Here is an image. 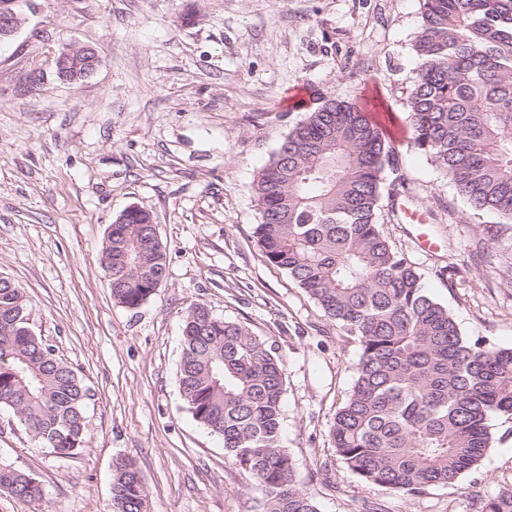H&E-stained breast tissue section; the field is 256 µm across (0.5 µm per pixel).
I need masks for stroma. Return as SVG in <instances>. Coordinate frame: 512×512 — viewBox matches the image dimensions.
<instances>
[{
  "instance_id": "1",
  "label": "stroma",
  "mask_w": 512,
  "mask_h": 512,
  "mask_svg": "<svg viewBox=\"0 0 512 512\" xmlns=\"http://www.w3.org/2000/svg\"><path fill=\"white\" fill-rule=\"evenodd\" d=\"M0 43V274L29 301L30 326L90 388L87 444L69 458L0 411V464L33 474L43 499L0 490V512H111L112 462L136 460L150 512H258L248 478L181 399L177 368L188 307L206 304L272 345L285 364L282 440L319 512H470L512 490V422L455 485L406 498L361 482L336 457L328 425L350 390L357 343L254 236L253 181L300 120L302 98L375 99L423 230L383 205L391 245L422 274L466 339L512 347V290L472 257L495 224L458 197L410 144L406 97L418 68L423 0H34ZM91 45L80 81L46 54ZM44 70L39 86L29 74ZM152 213L168 277L139 308L112 299L100 266L125 209ZM435 243L422 251L417 233ZM455 267L447 277L446 267Z\"/></svg>"
}]
</instances>
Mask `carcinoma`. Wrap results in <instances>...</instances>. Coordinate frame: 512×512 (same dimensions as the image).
Segmentation results:
<instances>
[{
  "label": "carcinoma",
  "mask_w": 512,
  "mask_h": 512,
  "mask_svg": "<svg viewBox=\"0 0 512 512\" xmlns=\"http://www.w3.org/2000/svg\"><path fill=\"white\" fill-rule=\"evenodd\" d=\"M407 97L411 147L456 194L498 222L474 250L500 269L512 234V0H424ZM395 148L367 104L328 96L304 114L254 184L262 255L286 272L360 349L353 385L328 428L336 456L361 481L406 497L455 484L492 447V419L512 420V347L461 334L379 222ZM137 207L112 222L100 263L112 299L140 307L166 275V247ZM503 269V268H501ZM500 281L512 288V263ZM0 410L60 458L86 443L90 391L29 327L22 288L0 278ZM193 419L224 441L253 480L259 512H318L280 438L283 360L240 323L191 305L177 371ZM0 489L29 501L32 474L0 466ZM134 459L113 466L112 512H147ZM478 512H512V492Z\"/></svg>",
  "instance_id": "carcinoma-1"
}]
</instances>
